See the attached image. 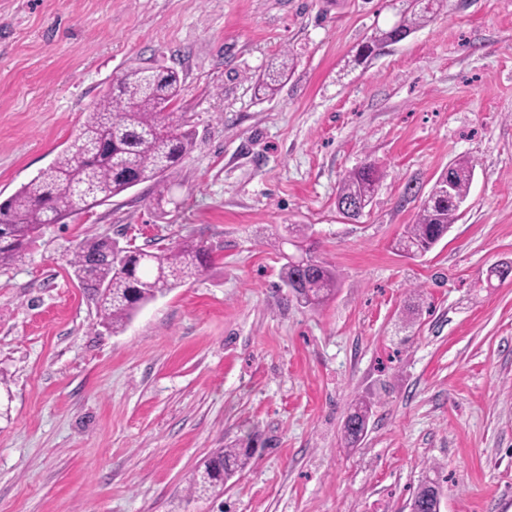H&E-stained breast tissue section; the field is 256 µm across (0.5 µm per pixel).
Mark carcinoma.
<instances>
[{"label": "carcinoma", "mask_w": 512, "mask_h": 512, "mask_svg": "<svg viewBox=\"0 0 512 512\" xmlns=\"http://www.w3.org/2000/svg\"><path fill=\"white\" fill-rule=\"evenodd\" d=\"M439 8V0L424 9L415 7L388 30L362 44L354 63L371 56L379 44L397 43L429 23ZM289 59L283 55L270 63L256 88L263 97L276 94L288 77ZM181 86L177 72L168 69L136 67L127 69L87 112L78 139L85 142L84 158L66 149L27 184L0 203V265L20 260L45 224H59L73 213L88 211L122 194L133 185L149 183L164 194V177L191 150L193 136L182 112L175 105ZM451 191L444 183H434L423 200L416 222L399 241L431 251L458 221V203L467 198L473 166L457 160L447 171ZM379 176L366 164L346 175L337 192L336 204L353 207L369 203ZM210 258V248L201 240L186 238L164 253L140 250L121 254L111 238L95 236L84 240L74 256L76 277L93 296L101 315V325L116 333L126 327L136 312L147 303L196 277ZM282 281L299 282L297 301L305 306H320L336 291V273L319 262L296 265L287 262ZM370 404L355 405L344 425L348 446L364 435ZM251 452L243 448H224L214 453L194 475L191 490L200 496L224 488V482L244 468ZM436 480L427 479L418 487L412 503L418 512L432 492Z\"/></svg>", "instance_id": "cac0c4a2"}]
</instances>
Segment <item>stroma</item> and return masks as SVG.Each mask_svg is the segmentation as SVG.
Masks as SVG:
<instances>
[{"label": "stroma", "mask_w": 512, "mask_h": 512, "mask_svg": "<svg viewBox=\"0 0 512 512\" xmlns=\"http://www.w3.org/2000/svg\"><path fill=\"white\" fill-rule=\"evenodd\" d=\"M411 0H0V202L65 150L130 67H168L195 145L157 198L137 185L45 225L0 266V512H512V0H445L345 71ZM278 93L255 81L276 57ZM473 166L461 218L425 256L396 248L436 179ZM374 164L355 220L343 177ZM306 226L335 267L317 308L280 274ZM89 235L214 247L196 280L118 333L71 265ZM372 407L356 447L344 424ZM252 441L220 494L190 490ZM289 65L287 54H283L280 60L271 62L256 84L258 94H261L264 98L276 94L278 87L288 77Z\"/></svg>", "instance_id": "obj_1"}]
</instances>
